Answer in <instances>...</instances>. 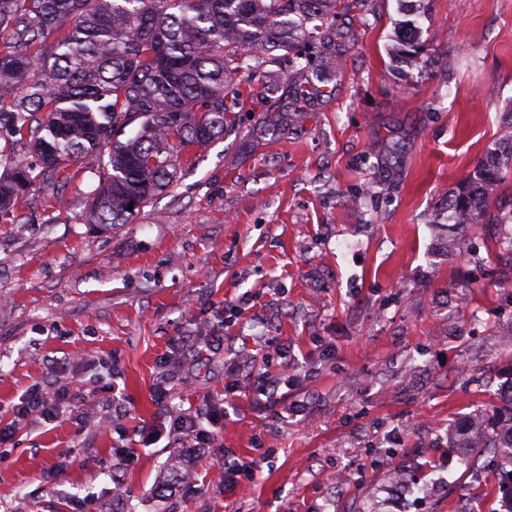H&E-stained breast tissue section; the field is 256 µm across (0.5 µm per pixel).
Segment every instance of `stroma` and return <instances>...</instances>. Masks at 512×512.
<instances>
[{
  "label": "stroma",
  "instance_id": "35a3bbf8",
  "mask_svg": "<svg viewBox=\"0 0 512 512\" xmlns=\"http://www.w3.org/2000/svg\"><path fill=\"white\" fill-rule=\"evenodd\" d=\"M349 3L336 78L238 74L239 128L178 197L102 229L84 172L50 223H0V425L39 385L74 392L0 443V512H501L500 459L448 436L512 381V262L502 227L449 256L432 220L512 105V0H425L430 62L402 74L398 0ZM218 402L210 447L139 443ZM228 458L256 479L227 484Z\"/></svg>",
  "mask_w": 512,
  "mask_h": 512
}]
</instances>
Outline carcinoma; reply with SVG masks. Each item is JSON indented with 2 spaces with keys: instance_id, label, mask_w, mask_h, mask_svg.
Masks as SVG:
<instances>
[{
  "instance_id": "1",
  "label": "carcinoma",
  "mask_w": 512,
  "mask_h": 512,
  "mask_svg": "<svg viewBox=\"0 0 512 512\" xmlns=\"http://www.w3.org/2000/svg\"><path fill=\"white\" fill-rule=\"evenodd\" d=\"M344 0H0V222L30 224L56 207L88 168L86 224H129L179 181L182 155L236 130L246 98L233 82L265 65L332 80ZM406 8L392 59L426 62ZM499 152L479 160L447 198L445 237L511 224L493 191L512 181V111ZM454 447L512 467V389L503 405L465 421Z\"/></svg>"
}]
</instances>
